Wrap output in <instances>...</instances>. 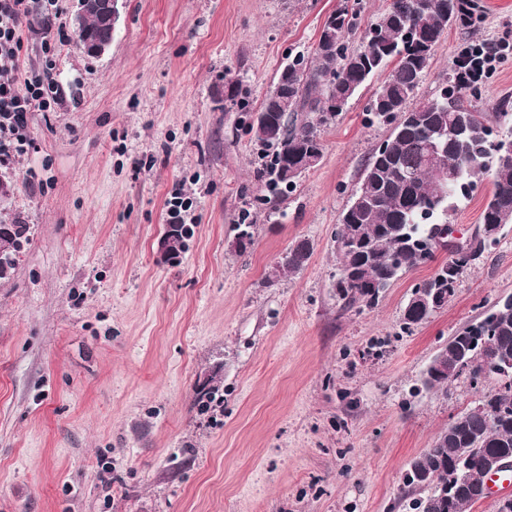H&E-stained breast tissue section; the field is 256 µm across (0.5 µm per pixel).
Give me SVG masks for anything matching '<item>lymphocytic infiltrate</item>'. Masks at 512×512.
<instances>
[{"label":"lymphocytic infiltrate","mask_w":512,"mask_h":512,"mask_svg":"<svg viewBox=\"0 0 512 512\" xmlns=\"http://www.w3.org/2000/svg\"><path fill=\"white\" fill-rule=\"evenodd\" d=\"M62 0H0V166L19 150L33 112H47L64 97L57 78L58 44L53 24ZM42 23L40 68L22 71L23 33Z\"/></svg>","instance_id":"obj_1"}]
</instances>
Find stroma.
<instances>
[{
	"instance_id": "35a3bbf8",
	"label": "stroma",
	"mask_w": 512,
	"mask_h": 512,
	"mask_svg": "<svg viewBox=\"0 0 512 512\" xmlns=\"http://www.w3.org/2000/svg\"><path fill=\"white\" fill-rule=\"evenodd\" d=\"M62 5L66 95L30 114L23 152L0 168V223L28 227L0 279V512H407L410 461L479 397L464 376L427 391L422 372L512 294V224L453 300L405 331V302L447 251L373 308L334 288L336 226L390 131L366 121L379 79L323 128L320 164L279 199L248 130L332 13L355 12L361 34L387 0H125L98 58L70 23L79 0ZM470 39L449 27L417 100L440 93ZM506 100L512 55L476 104L492 115ZM178 192L192 221L166 262ZM491 192L483 180L460 203L457 239ZM245 211L255 226L240 252ZM300 239L307 265L274 278ZM213 377L223 401L204 410L196 388Z\"/></svg>"
}]
</instances>
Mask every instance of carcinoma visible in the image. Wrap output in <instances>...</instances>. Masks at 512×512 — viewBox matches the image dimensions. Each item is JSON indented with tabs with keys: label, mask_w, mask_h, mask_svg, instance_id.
<instances>
[{
	"label": "carcinoma",
	"mask_w": 512,
	"mask_h": 512,
	"mask_svg": "<svg viewBox=\"0 0 512 512\" xmlns=\"http://www.w3.org/2000/svg\"><path fill=\"white\" fill-rule=\"evenodd\" d=\"M485 18L483 0H388L383 13L353 46L349 10L341 8L336 11V22H328L322 29L311 60L299 57L280 71L276 84L281 95L276 98L269 94L261 106L266 113V126L250 128L254 140L264 148L257 176L268 192L278 197L296 185V178L290 174L293 166L310 152L323 154L322 129L336 120L369 78L385 74L367 111L376 122L390 126V134L384 140L386 150L372 153L335 233L337 242L360 239L358 249L349 254L336 253L335 288L347 302L375 306L379 296L371 293L369 286L376 284L386 290L403 273L424 264L423 249L439 243L457 204L472 194L481 179L489 176L493 185L481 223L493 224L501 213L512 216V161L493 160L494 143L500 134L494 132L487 114L472 104L476 84L485 76L491 54L512 53V45L471 40L457 57L442 93L415 101L421 77L445 28L454 24L478 32ZM402 43L406 55L390 50ZM445 94L452 97L457 108L472 113L482 132L448 141V195L433 214L427 215L424 205L436 196L439 180L437 164L429 158V139L452 125ZM252 227L248 215H243L236 225L238 250L251 243ZM5 228L10 238L0 240V257L11 270L26 228L21 224H0V230ZM170 230L175 260L183 251L186 227L174 224ZM489 249L491 246L479 244L465 262L449 263L452 272L448 279L440 281L432 276L424 281L426 287L438 289L444 297L437 309L448 305V289L457 287L462 270ZM311 254L309 240L295 242L288 248V261H276L274 277L300 272ZM388 258L397 260L401 269L393 270L385 263ZM432 314L424 306L405 311L404 328L409 331ZM488 317L495 318L492 343L512 357V310L495 307ZM471 356L470 352L447 345L440 350L436 374L425 369L423 387H447L460 376L450 367ZM485 399L492 406L512 409V385L497 386ZM468 450L512 458V416L497 418L490 412L472 410L441 431L430 448L419 455L423 468L431 473L430 480L416 483L404 479L407 487L420 494L412 500L410 509L417 512L426 504L424 512H470L479 502L473 484L462 486L454 478L461 454Z\"/></svg>",
	"instance_id": "carcinoma-1"
}]
</instances>
